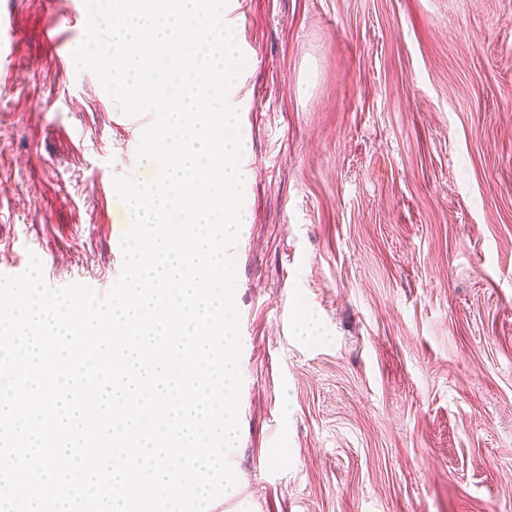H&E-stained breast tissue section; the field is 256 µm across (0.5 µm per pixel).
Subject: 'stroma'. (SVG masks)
<instances>
[{
    "mask_svg": "<svg viewBox=\"0 0 512 512\" xmlns=\"http://www.w3.org/2000/svg\"><path fill=\"white\" fill-rule=\"evenodd\" d=\"M0 274L106 294L141 133L0 0ZM245 66L224 512H512V0H227Z\"/></svg>",
    "mask_w": 512,
    "mask_h": 512,
    "instance_id": "obj_1",
    "label": "stroma"
}]
</instances>
